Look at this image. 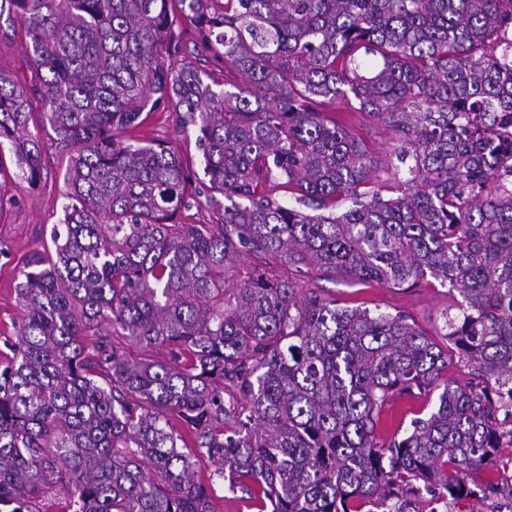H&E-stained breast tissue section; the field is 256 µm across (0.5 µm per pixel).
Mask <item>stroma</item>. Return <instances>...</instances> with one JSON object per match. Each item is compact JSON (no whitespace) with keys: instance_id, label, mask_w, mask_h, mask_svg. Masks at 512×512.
<instances>
[{"instance_id":"35a3bbf8","label":"stroma","mask_w":512,"mask_h":512,"mask_svg":"<svg viewBox=\"0 0 512 512\" xmlns=\"http://www.w3.org/2000/svg\"><path fill=\"white\" fill-rule=\"evenodd\" d=\"M176 51L166 58V65L182 66L194 62L208 74L223 77L224 62L203 49L201 31L183 21L174 27ZM335 117L350 122L353 131L369 146L378 162H386L397 144L396 135L376 117L364 112H349L337 106ZM134 134L142 140L163 141L179 155L186 168L202 173L201 155L194 138L185 136L177 127L171 112L161 110L151 115ZM43 178L39 185L23 181H6L5 194L14 204L0 214V358L9 356V341L15 340L21 317L17 286L26 261L44 245L49 244L53 224L63 216L65 204L64 173L72 153L70 146L57 140L54 133L38 136ZM268 271L280 279L296 280L305 291L313 290L335 301L337 307L368 310L370 313H402L408 315L428 333H436L443 316L457 313L462 297L446 282L427 277L400 288L381 282L355 283L345 277L328 278L320 273L301 274L294 267L271 262ZM437 401L436 394L422 393L418 397L398 398L382 413L375 427L379 438L387 439L397 428L409 427L416 417L428 416Z\"/></svg>"}]
</instances>
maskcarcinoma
Listing matches in <instances>:
<instances>
[{"instance_id": "obj_1", "label": "carcinoma", "mask_w": 512, "mask_h": 512, "mask_svg": "<svg viewBox=\"0 0 512 512\" xmlns=\"http://www.w3.org/2000/svg\"><path fill=\"white\" fill-rule=\"evenodd\" d=\"M3 16L30 71L0 73L13 177L41 182L31 124L75 151L0 369V512H35L52 483L73 512H211L209 462L259 512H417L418 481L447 512H512V0H0ZM179 17L224 81L166 66ZM353 99L398 134L396 197L360 191L376 163L320 110ZM162 107L196 134L204 194L174 150L125 136ZM202 196L217 223H176ZM242 254L450 283L463 305L443 336L474 379L442 377L448 354L404 314L301 297L263 270L229 282ZM426 389L430 415L378 440L388 401Z\"/></svg>"}]
</instances>
